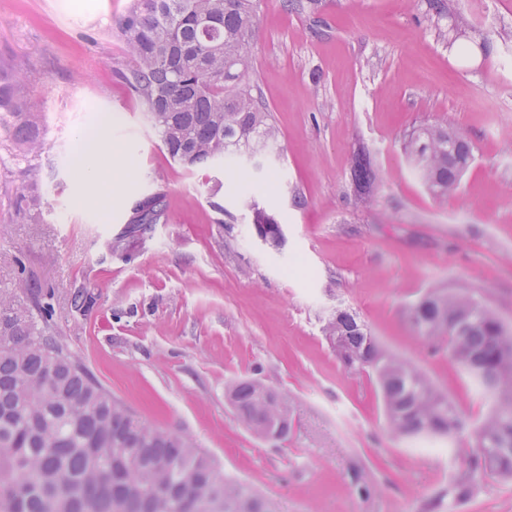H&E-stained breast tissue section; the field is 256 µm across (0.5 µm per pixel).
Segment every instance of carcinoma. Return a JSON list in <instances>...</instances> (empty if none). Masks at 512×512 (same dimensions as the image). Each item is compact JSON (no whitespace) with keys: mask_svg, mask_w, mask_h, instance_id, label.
Returning <instances> with one entry per match:
<instances>
[{"mask_svg":"<svg viewBox=\"0 0 512 512\" xmlns=\"http://www.w3.org/2000/svg\"><path fill=\"white\" fill-rule=\"evenodd\" d=\"M259 24L256 0H131L114 28L124 67L116 74L152 118L161 148L186 170L233 160L278 141L269 106L248 68ZM0 128L27 194L23 216L36 219L47 125L26 76L0 63ZM404 149L425 185L448 195L468 167L471 148L448 143V125L420 127ZM360 198L377 173L360 154L352 168ZM258 187L242 191L254 230L278 250L279 224L258 206ZM168 219L162 193L133 208L139 231ZM51 293L21 278L0 291V512H275L245 482L224 478L187 436L142 421L93 379L79 356L51 333ZM418 335L443 341L472 384L498 402L475 432L477 455L448 495L471 498L489 476L512 479V334L469 294L430 291L410 309ZM350 370L370 369L382 393L388 428L398 437L452 436L464 428L458 405L426 373L383 352L367 325L338 310L325 327ZM256 380L231 385L228 397L246 427L279 409Z\"/></svg>","mask_w":512,"mask_h":512,"instance_id":"cac0c4a2","label":"carcinoma"}]
</instances>
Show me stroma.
Returning a JSON list of instances; mask_svg holds the SVG:
<instances>
[{"instance_id": "stroma-1", "label": "stroma", "mask_w": 512, "mask_h": 512, "mask_svg": "<svg viewBox=\"0 0 512 512\" xmlns=\"http://www.w3.org/2000/svg\"><path fill=\"white\" fill-rule=\"evenodd\" d=\"M446 2L435 19L427 0H318L312 14L259 0L251 75L279 149L258 170L187 171L115 75L123 55L111 25L129 0H0V62L27 74L48 121L49 202L39 220L22 219V184L0 148V289L23 271L52 289L54 335L117 401L191 438L277 512H512V481L449 499L495 403L409 319L424 294L445 288L474 296L512 332V0ZM442 122L470 143L472 161L437 197L403 142ZM100 127L135 163L92 208L80 203L71 156ZM360 151L378 174L367 202L350 179ZM257 181V202L285 233L278 251L259 244L241 205L240 188ZM157 192L169 222L128 234L132 204ZM215 201L235 223H215ZM84 290L95 302L80 313L73 298ZM339 309L448 390L463 431L394 437L375 377L345 369L324 332ZM247 379L288 395V437L265 440L239 422L226 392Z\"/></svg>"}]
</instances>
